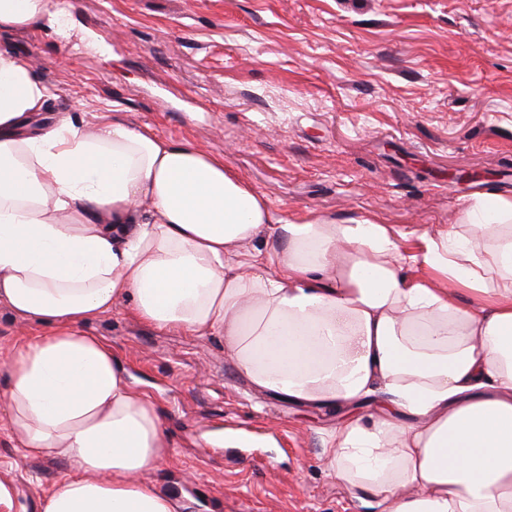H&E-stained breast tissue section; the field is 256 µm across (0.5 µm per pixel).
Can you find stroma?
<instances>
[{
	"label": "stroma",
	"instance_id": "1",
	"mask_svg": "<svg viewBox=\"0 0 512 512\" xmlns=\"http://www.w3.org/2000/svg\"><path fill=\"white\" fill-rule=\"evenodd\" d=\"M60 27L0 35L71 113L223 157L285 218H368L420 235L512 197V0H47ZM477 171L475 181H462ZM159 403L171 448L147 477L189 512H368L327 474L339 411L256 391L220 336L144 324L128 301L91 326ZM0 308V481L20 502L64 478L8 436L6 354L40 335Z\"/></svg>",
	"mask_w": 512,
	"mask_h": 512
}]
</instances>
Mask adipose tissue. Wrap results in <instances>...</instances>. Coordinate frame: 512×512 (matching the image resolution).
<instances>
[{
  "instance_id": "1",
  "label": "adipose tissue",
  "mask_w": 512,
  "mask_h": 512,
  "mask_svg": "<svg viewBox=\"0 0 512 512\" xmlns=\"http://www.w3.org/2000/svg\"><path fill=\"white\" fill-rule=\"evenodd\" d=\"M46 14L0 0V34ZM47 95L0 52V306L46 328L5 362L9 437L67 469L37 512H182L144 478L169 442L156 401L87 330L121 300L223 337L257 390L346 409L322 459L372 512H512V200L424 233L411 276L390 225L279 217L190 143L38 123ZM372 400L371 421L354 415Z\"/></svg>"
}]
</instances>
